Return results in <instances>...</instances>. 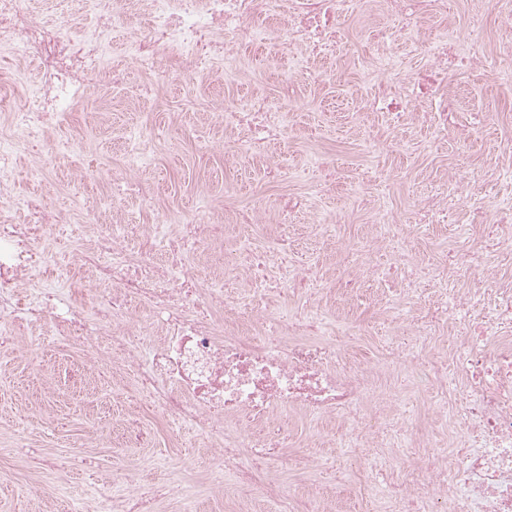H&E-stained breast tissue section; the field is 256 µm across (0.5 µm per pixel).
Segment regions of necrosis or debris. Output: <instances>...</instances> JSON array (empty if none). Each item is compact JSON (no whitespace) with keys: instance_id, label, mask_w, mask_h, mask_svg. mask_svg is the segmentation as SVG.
<instances>
[{"instance_id":"obj_1","label":"necrosis or debris","mask_w":512,"mask_h":512,"mask_svg":"<svg viewBox=\"0 0 512 512\" xmlns=\"http://www.w3.org/2000/svg\"><path fill=\"white\" fill-rule=\"evenodd\" d=\"M446 4L385 0L396 23L366 39L367 53L386 64L374 80L369 108L390 124L422 110L432 113L440 132L448 130L445 89L457 53L468 45L421 37L424 19ZM92 6L94 22L74 16L56 24L39 18L29 0H0V56L11 62L0 74V352L14 350L17 330L38 325L91 348L106 343L113 356H127L142 401L167 425L196 429L217 444L214 466L233 473L252 500L273 502L275 512H324L316 491H284L271 474L292 442L289 413L342 418L340 458L367 441L373 382L345 359L366 324L329 327L319 309L284 313L271 307L270 296L285 303L313 286L311 272L299 269L280 242L263 251L245 240L224 247V213L214 207L192 221L168 210L156 211L148 225L126 218L117 203L126 191L153 203L149 162L136 136L122 170L112 174L114 202L80 211L69 231L75 237L89 228L93 244L78 251L74 266L51 264L47 243L62 218L15 195L16 148L26 146L38 172L47 142H54L56 160L65 159L68 139L50 140L49 128L58 114L122 80L121 71L105 66L108 36L118 24L133 25L129 57L146 76L138 98L151 101L155 78L173 68L191 79L226 80L227 72L213 62L236 58L242 43L263 40L280 51L326 56L336 49L341 18L371 12L373 0H137L132 11L125 0H92ZM401 33L432 60L430 73L390 77V45ZM31 65L36 84L20 91ZM289 124L288 113L268 99L224 108L228 147L238 156L266 153ZM407 221L385 206L372 209L377 239L400 258ZM219 246L225 275L199 283L185 254ZM451 263L473 277L463 306L428 308L389 342L392 355L415 362L416 337L435 335L443 319L454 321L456 364L465 381L462 403L447 411L451 453L423 456L426 495H412L397 482L387 491L373 490L381 512H512V286L477 277L482 260L470 248H461ZM76 267L90 271L98 284L89 297L97 318L82 311L87 297L70 281ZM241 267L249 279L245 298L236 302L224 293L226 274ZM228 307L233 317L223 316ZM245 448L254 454L247 462Z\"/></svg>"}]
</instances>
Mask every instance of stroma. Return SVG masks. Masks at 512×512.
I'll list each match as a JSON object with an SVG mask.
<instances>
[{
	"label": "stroma",
	"instance_id": "1",
	"mask_svg": "<svg viewBox=\"0 0 512 512\" xmlns=\"http://www.w3.org/2000/svg\"><path fill=\"white\" fill-rule=\"evenodd\" d=\"M484 25L472 45L471 66L458 71L448 95L461 99L460 111L448 117V134L440 136L429 117H409L399 128L367 109L373 88L369 73L377 60L364 55L360 29L375 30L387 22L382 10L370 17L344 20L345 46L336 56L301 61L282 54L271 58L267 45H244L232 67L236 79L213 84L177 75L160 80L157 103L138 108L134 95L142 75L128 79L103 96L93 97L59 117L72 137L70 160L46 166L31 178L29 153L17 148L19 196L40 198L62 213H79L112 194V171L122 164L124 142L139 132L151 160L156 205L191 216L202 200L223 204L232 197L246 209L256 191L277 194L269 178L272 163L303 172L313 158L336 173L334 191L314 195L312 208L295 215L288 249L296 265L315 270L326 292L322 309L352 320L365 319L373 330L359 343L357 362L371 372H388L376 394V407L419 444L443 450L448 421L427 411L423 399L436 396L432 379L412 382L416 368L434 370L451 364L456 338L450 327L420 345V362L390 356L385 343L388 316L382 293L400 294L408 314L436 303L462 300L467 276L449 273L447 287L403 292L388 279L368 280L372 268H400L409 278L415 267L443 259L458 245L460 226H470L469 243L484 252L483 275H512V264L500 262L488 227L472 221L481 205L492 209L512 203V154L501 151L512 141V56L499 39L506 15L487 0H448V12L426 20L423 31L436 38L450 31L469 36L474 15ZM267 98L291 115V130L262 155L225 156L210 151L224 136V102ZM372 137L379 149L365 150ZM401 147L388 149L387 141ZM370 180L373 203L406 211L431 204L449 185L461 191L453 223L414 224L405 231L411 263L399 264L388 249L347 253V245L372 235L366 208L350 197V183ZM328 216L326 233L312 222ZM37 329L16 337L13 356L0 357V512H83L91 496L112 490L113 473L121 471L130 490L150 498V512H266V504L250 500L242 488L214 477L213 449L188 429L171 430L157 415L147 414L133 380L108 369L86 346L47 340L29 351ZM297 443L283 449V465L274 480L284 489L322 484L334 512H375L362 477L348 470L341 482L325 473L336 463V440L343 425L335 419L294 420Z\"/></svg>",
	"mask_w": 512,
	"mask_h": 512
}]
</instances>
